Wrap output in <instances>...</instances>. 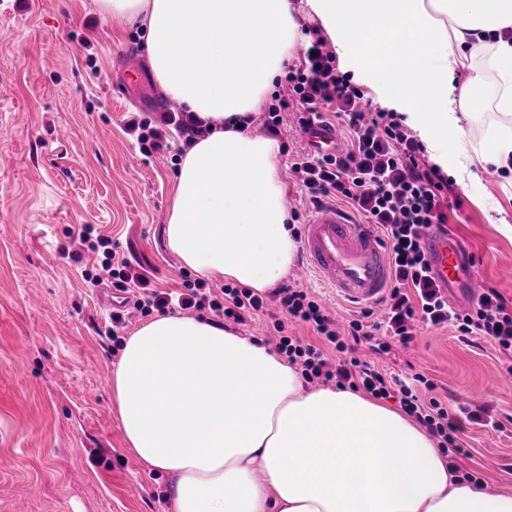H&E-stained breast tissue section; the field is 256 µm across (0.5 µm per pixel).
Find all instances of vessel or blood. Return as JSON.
I'll use <instances>...</instances> for the list:
<instances>
[{
  "mask_svg": "<svg viewBox=\"0 0 512 512\" xmlns=\"http://www.w3.org/2000/svg\"><path fill=\"white\" fill-rule=\"evenodd\" d=\"M300 137L314 148L342 150L343 142L330 126H317ZM432 274L441 285L460 286L468 299H477L483 284L475 272L464 271L458 248L447 234L428 227L423 234ZM306 269L335 291L337 297L355 304L379 302L391 269L383 243L372 225L355 221L344 210L323 204L315 208L303 231Z\"/></svg>",
  "mask_w": 512,
  "mask_h": 512,
  "instance_id": "1",
  "label": "vessel or blood"
}]
</instances>
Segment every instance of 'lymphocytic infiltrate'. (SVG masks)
Listing matches in <instances>:
<instances>
[{
    "mask_svg": "<svg viewBox=\"0 0 512 512\" xmlns=\"http://www.w3.org/2000/svg\"><path fill=\"white\" fill-rule=\"evenodd\" d=\"M308 51L299 67L288 69L285 91L276 95L263 125L270 135H278L284 113H293L297 125L325 123L335 116L351 135V148L343 155L301 153L291 164L294 177L311 195L312 203L342 200L349 203L365 221L374 225L390 248L392 281L383 299L382 321L371 322V310L340 331L324 306L308 292L293 287L278 288L270 296L249 288L223 286L206 288L201 282L184 280L179 292L150 288L148 279L132 271L127 260L117 258L110 241L94 235L83 226L78 238L84 250L101 253L96 271L86 272L92 285L111 282L120 292L137 289L135 308L144 315L158 311H208L237 325L246 324L258 314L279 310L275 321L279 335L277 350L289 364L299 366L306 382H332L340 389H363L378 399L398 396L402 410L426 427L441 445L443 456L462 454L458 442L462 430L441 402L431 397L434 383L425 375L414 374L412 382L388 376L373 362L360 358L355 345L375 335L409 347L419 328L452 326L462 336H474L512 352V309L494 288H484L480 298L465 309L449 304L430 274V264L422 245L425 229L448 221V183L438 170L423 160V149L395 121L392 114L368 111L364 94L336 67V58L326 47L320 29H307ZM175 128L184 142L201 136L198 121L171 112L160 118L130 117L127 134L136 135L143 155L162 146L168 128ZM310 325L319 344L288 335L287 322Z\"/></svg>",
    "mask_w": 512,
    "mask_h": 512,
    "instance_id": "f902f5d3",
    "label": "lymphocytic infiltrate"
}]
</instances>
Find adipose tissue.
I'll return each instance as SVG.
<instances>
[{
	"label": "adipose tissue",
	"instance_id": "adipose-tissue-1",
	"mask_svg": "<svg viewBox=\"0 0 512 512\" xmlns=\"http://www.w3.org/2000/svg\"><path fill=\"white\" fill-rule=\"evenodd\" d=\"M140 23L161 91L206 126L186 150L164 233L183 267L263 294L294 265L276 138L253 131L316 17L340 69L380 90L463 186L512 173V0H94ZM463 78H456V70ZM493 84L486 147L475 91ZM123 437L174 480L171 512H512L454 477L435 440L365 395L309 389L284 357L196 316L127 338L112 378Z\"/></svg>",
	"mask_w": 512,
	"mask_h": 512
}]
</instances>
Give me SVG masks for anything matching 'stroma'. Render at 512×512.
Instances as JSON below:
<instances>
[{"instance_id":"1","label":"stroma","mask_w":512,"mask_h":512,"mask_svg":"<svg viewBox=\"0 0 512 512\" xmlns=\"http://www.w3.org/2000/svg\"><path fill=\"white\" fill-rule=\"evenodd\" d=\"M1 86L0 512H168L171 480L126 448L112 396L124 342L145 319L130 313L113 331L82 275L94 258H70L90 224L153 287L183 283L164 237L182 140L169 131L160 159L147 160L124 131L130 113L158 115L165 101L145 32L99 14L92 0H0ZM279 138L285 203L300 229L313 206L289 165L306 146L289 117ZM503 178L482 173L476 197L449 180L462 205L449 210L447 229L512 305V238L483 211L497 206L512 222ZM286 281L314 292L338 323L358 315L301 265ZM373 359L397 377L425 374L449 411L484 406L503 421L500 430L467 426L456 462L512 491V385L503 382L512 356L448 326Z\"/></svg>"}]
</instances>
